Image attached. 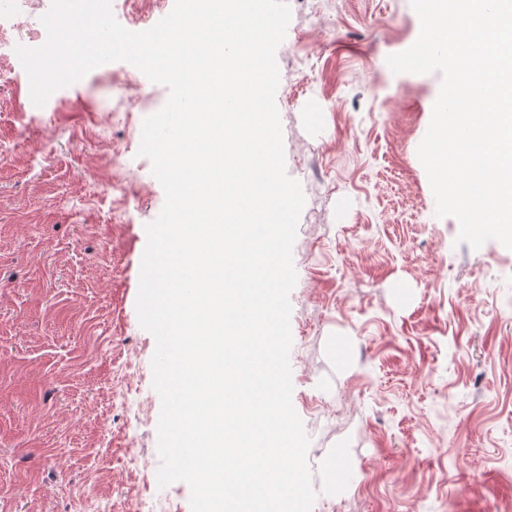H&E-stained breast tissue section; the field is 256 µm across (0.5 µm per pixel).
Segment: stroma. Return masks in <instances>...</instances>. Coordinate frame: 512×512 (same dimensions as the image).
<instances>
[{"instance_id": "1", "label": "stroma", "mask_w": 512, "mask_h": 512, "mask_svg": "<svg viewBox=\"0 0 512 512\" xmlns=\"http://www.w3.org/2000/svg\"><path fill=\"white\" fill-rule=\"evenodd\" d=\"M291 10L276 104L306 198L290 364L312 512H512V249L435 214L417 147L441 77L386 63L419 19L410 0ZM55 96L32 114L0 82V512H190L186 483L158 484L136 310L165 201L141 127L169 90L115 61Z\"/></svg>"}]
</instances>
